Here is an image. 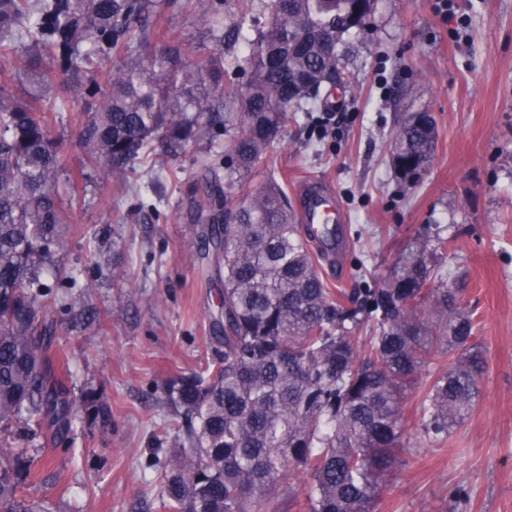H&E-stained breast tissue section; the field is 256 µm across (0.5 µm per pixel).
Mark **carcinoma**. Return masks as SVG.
I'll use <instances>...</instances> for the list:
<instances>
[{
    "instance_id": "carcinoma-1",
    "label": "carcinoma",
    "mask_w": 512,
    "mask_h": 512,
    "mask_svg": "<svg viewBox=\"0 0 512 512\" xmlns=\"http://www.w3.org/2000/svg\"><path fill=\"white\" fill-rule=\"evenodd\" d=\"M237 0L233 30L253 29L240 65L245 83L224 85V51L183 61L179 37L134 62L149 42L155 0H0V512H44L26 498L27 445L37 430L54 445L74 420L91 429L108 417L92 390L74 397L50 367L55 312L80 295L69 274L47 281L41 264L68 246V210L80 199L59 188L51 122L78 111L88 162L105 176L135 178L155 143L185 148L208 131H238L233 187L251 174L292 112L328 104L344 83L329 54L365 27L359 0H271L256 16ZM122 55L126 64H112ZM84 95L47 97L55 72ZM212 82L174 109L167 93ZM431 114L406 117L392 139V165L426 167ZM224 264V353L173 381L168 398L182 423L162 426L175 448L157 472L166 512H257L294 467L305 473L308 512H374L403 463L402 404L434 346L453 356L425 394L423 433L446 438L479 396L484 358L474 314L456 293L434 287V258L448 239L434 230L410 242L370 288H330L295 223L282 188L270 183L213 227ZM66 288L57 294L54 288ZM372 334L358 336L362 326Z\"/></svg>"
}]
</instances>
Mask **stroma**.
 <instances>
[{
  "instance_id": "1",
  "label": "stroma",
  "mask_w": 512,
  "mask_h": 512,
  "mask_svg": "<svg viewBox=\"0 0 512 512\" xmlns=\"http://www.w3.org/2000/svg\"><path fill=\"white\" fill-rule=\"evenodd\" d=\"M153 24L191 45L187 63L216 48L208 25L231 27L235 0H156ZM349 78L333 107L289 120L237 183L235 206L268 182L296 200L311 176L337 195L347 217L340 265L319 264L329 287L382 278L403 246L428 227L448 238L437 285L475 306L485 356L479 401L445 440L424 436L421 401L452 361L433 351L403 404L410 450L375 512H452L448 490L464 486V512H512V0H375L367 27L338 46ZM412 112L436 121L433 156L418 179L396 178L391 141ZM228 132L137 160V185L120 176L90 184L70 219L71 242L53 264L79 273L83 304L104 330L58 314L52 352L73 394L99 392L109 419L74 424L71 446L35 454L28 495L48 512H164L156 470L160 423L173 421L170 382L199 370L220 344L211 327L220 281L196 260L193 190L230 162ZM108 230L103 251L85 231Z\"/></svg>"
}]
</instances>
